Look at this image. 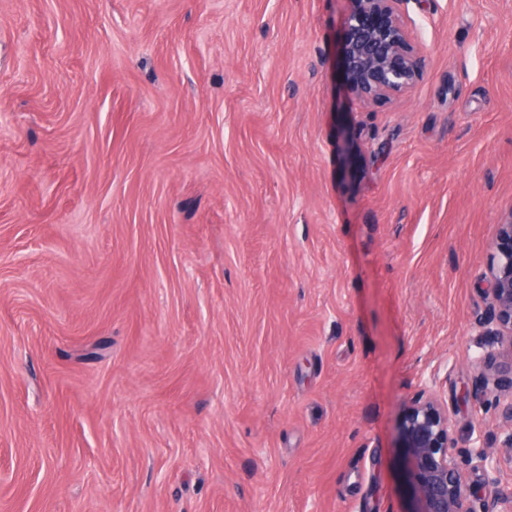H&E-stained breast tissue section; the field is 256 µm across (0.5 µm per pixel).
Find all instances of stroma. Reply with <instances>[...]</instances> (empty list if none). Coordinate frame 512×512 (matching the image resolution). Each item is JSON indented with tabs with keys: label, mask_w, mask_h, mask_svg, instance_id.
<instances>
[{
	"label": "stroma",
	"mask_w": 512,
	"mask_h": 512,
	"mask_svg": "<svg viewBox=\"0 0 512 512\" xmlns=\"http://www.w3.org/2000/svg\"><path fill=\"white\" fill-rule=\"evenodd\" d=\"M348 0H0V512H404L512 215V0H402L362 101ZM402 0H349L344 18L345 74L360 97H378L410 87L426 68V58L413 53L399 23Z\"/></svg>",
	"instance_id": "35a3bbf8"
}]
</instances>
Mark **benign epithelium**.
Here are the masks:
<instances>
[{"instance_id":"obj_1","label":"benign epithelium","mask_w":512,"mask_h":512,"mask_svg":"<svg viewBox=\"0 0 512 512\" xmlns=\"http://www.w3.org/2000/svg\"><path fill=\"white\" fill-rule=\"evenodd\" d=\"M344 18L345 74L360 97H378L410 87L426 68L413 53L399 23L401 0H349ZM485 275L489 310L477 321L487 336L485 352L473 360L482 388L495 394L503 420L501 447L512 450V218L497 225ZM455 424L437 390L424 385L408 400L400 424L405 512H512V484L500 480L494 449L475 437L457 446ZM479 473L484 493H471L465 471Z\"/></svg>"}]
</instances>
